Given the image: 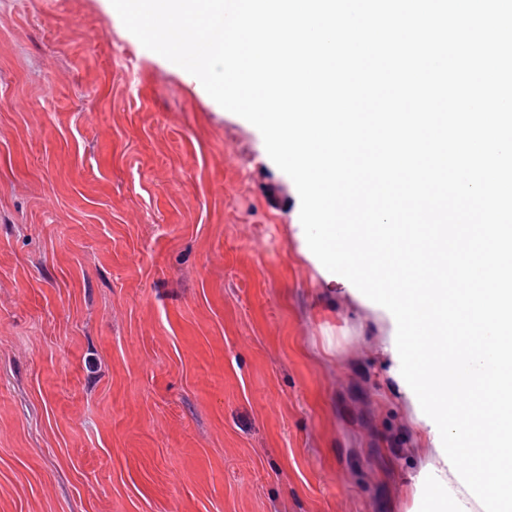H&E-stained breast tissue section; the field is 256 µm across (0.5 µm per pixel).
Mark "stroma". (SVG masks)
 I'll list each match as a JSON object with an SVG mask.
<instances>
[{
	"label": "stroma",
	"mask_w": 512,
	"mask_h": 512,
	"mask_svg": "<svg viewBox=\"0 0 512 512\" xmlns=\"http://www.w3.org/2000/svg\"><path fill=\"white\" fill-rule=\"evenodd\" d=\"M299 214L107 0H0V512H409L388 319Z\"/></svg>",
	"instance_id": "35a3bbf8"
}]
</instances>
